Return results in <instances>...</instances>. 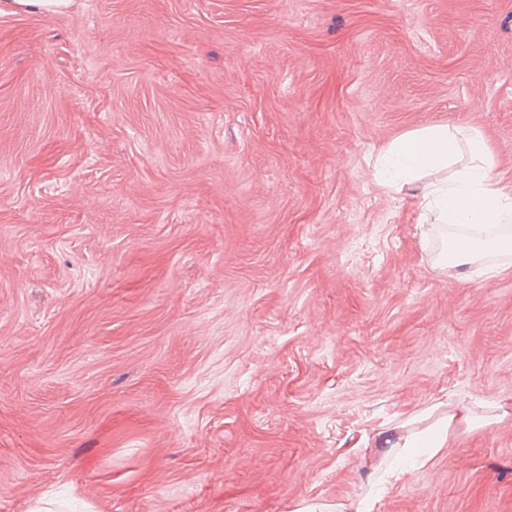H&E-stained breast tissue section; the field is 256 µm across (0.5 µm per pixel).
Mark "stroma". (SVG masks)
Returning a JSON list of instances; mask_svg holds the SVG:
<instances>
[{"mask_svg": "<svg viewBox=\"0 0 512 512\" xmlns=\"http://www.w3.org/2000/svg\"><path fill=\"white\" fill-rule=\"evenodd\" d=\"M436 123L512 185V0L0 13V512H512V263L373 168ZM461 400L508 415L385 481ZM485 241H477L475 246L472 239H460L452 243L448 248V268H458L475 263L487 250L499 253H512V235L498 236ZM374 504L367 496L352 500L349 503H336V506L303 501L293 512H371Z\"/></svg>", "mask_w": 512, "mask_h": 512, "instance_id": "obj_1", "label": "stroma"}]
</instances>
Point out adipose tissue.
Instances as JSON below:
<instances>
[{"mask_svg":"<svg viewBox=\"0 0 512 512\" xmlns=\"http://www.w3.org/2000/svg\"><path fill=\"white\" fill-rule=\"evenodd\" d=\"M376 166L387 187L419 181L426 214L448 224H507L512 222V187L492 176L493 155L484 136L462 133L448 125L409 130L377 156ZM512 253V235L479 243L460 239L448 248V265L475 263L486 251ZM423 429L383 436L391 451L427 460L452 446L458 428H473L475 411L457 403L448 411L430 407L422 415Z\"/></svg>","mask_w":512,"mask_h":512,"instance_id":"adipose-tissue-1","label":"adipose tissue"}]
</instances>
